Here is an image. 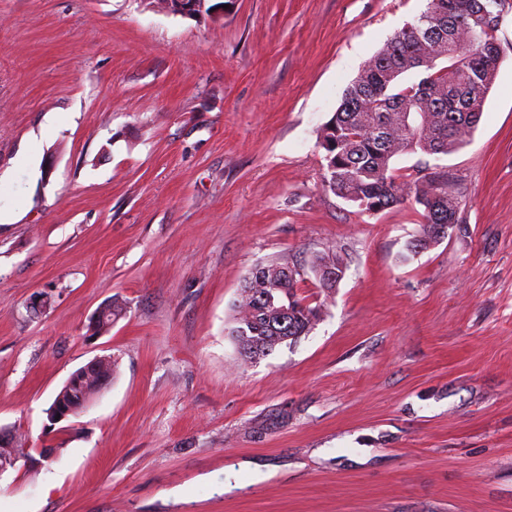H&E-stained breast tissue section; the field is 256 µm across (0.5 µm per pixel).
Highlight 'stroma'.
I'll return each instance as SVG.
<instances>
[{"instance_id":"stroma-1","label":"stroma","mask_w":512,"mask_h":512,"mask_svg":"<svg viewBox=\"0 0 512 512\" xmlns=\"http://www.w3.org/2000/svg\"><path fill=\"white\" fill-rule=\"evenodd\" d=\"M426 4L0 0V426L28 454L0 512H512V9L470 142L392 165L457 184L448 236L413 251L419 206L370 216L323 186L321 127ZM280 256L321 316L243 360L233 303ZM98 355L112 380L50 424ZM213 0H167L163 3L168 13L198 19L218 20L224 15V2L208 5ZM328 266L333 267V268H330ZM324 267H328V268H324ZM334 268H336V269H334ZM344 268H345L344 258L341 255V253L338 252L337 250H336V252L328 251V252H324V253H317V254L313 255V257L310 261V270L316 275V277L318 278L320 287H323V288H332L327 283H325L323 278L326 281H328L329 283H332L335 285L336 279L340 278V276H341L340 273H336V270L340 271L343 274ZM321 269H322L321 275L323 278L318 275V273Z\"/></svg>"}]
</instances>
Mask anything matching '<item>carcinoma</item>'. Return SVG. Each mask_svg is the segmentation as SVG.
Returning <instances> with one entry per match:
<instances>
[{
    "label": "carcinoma",
    "instance_id": "1",
    "mask_svg": "<svg viewBox=\"0 0 512 512\" xmlns=\"http://www.w3.org/2000/svg\"><path fill=\"white\" fill-rule=\"evenodd\" d=\"M496 0H470L464 18L456 0H428L427 10L378 51L345 91L344 99L320 133L326 151L325 186L337 197L370 215L415 203L423 207L413 248L425 250L460 223L461 192L447 176L431 172L411 183H398L392 163L401 155H448L468 144L484 112L500 57ZM420 69L411 84L403 76ZM342 272L340 252L313 255L310 270ZM275 258L255 266L244 279L234 303L231 336L249 359L264 357L280 344L307 334L321 309L305 303L296 288L303 276L282 279L291 269ZM288 296V310L266 295ZM98 389L92 377L79 379L75 398L87 402ZM27 457L12 444L0 446V467L17 468Z\"/></svg>",
    "mask_w": 512,
    "mask_h": 512
}]
</instances>
